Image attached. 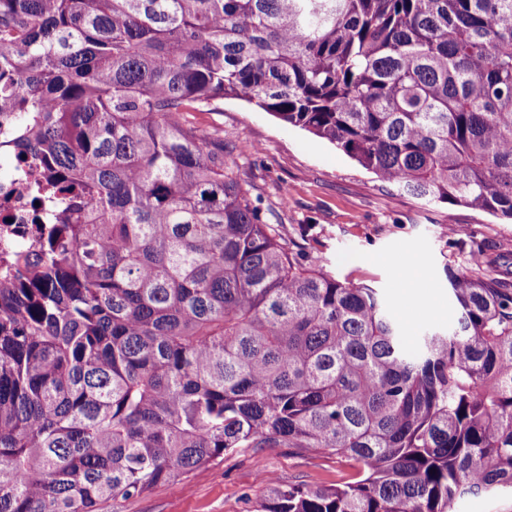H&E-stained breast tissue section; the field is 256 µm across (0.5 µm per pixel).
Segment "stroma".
I'll return each mask as SVG.
<instances>
[{"mask_svg":"<svg viewBox=\"0 0 512 512\" xmlns=\"http://www.w3.org/2000/svg\"><path fill=\"white\" fill-rule=\"evenodd\" d=\"M191 119L225 145L260 144L259 153L237 161L254 205L304 259L338 280L377 288L403 326L407 351H416L424 330L455 324L449 270L468 268L475 254L512 262V222L465 205L422 203L252 104L227 99ZM261 467L286 487L333 486L354 474L333 457L239 448L143 495L109 502L104 512H257Z\"/></svg>","mask_w":512,"mask_h":512,"instance_id":"stroma-1","label":"stroma"}]
</instances>
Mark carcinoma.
<instances>
[{"instance_id":"cac0c4a2","label":"carcinoma","mask_w":512,"mask_h":512,"mask_svg":"<svg viewBox=\"0 0 512 512\" xmlns=\"http://www.w3.org/2000/svg\"><path fill=\"white\" fill-rule=\"evenodd\" d=\"M224 98L512 220V0H0V115L62 204L0 268V512H100L238 448L355 469L259 512L512 498V283L448 272L456 323L406 352L187 120Z\"/></svg>"}]
</instances>
